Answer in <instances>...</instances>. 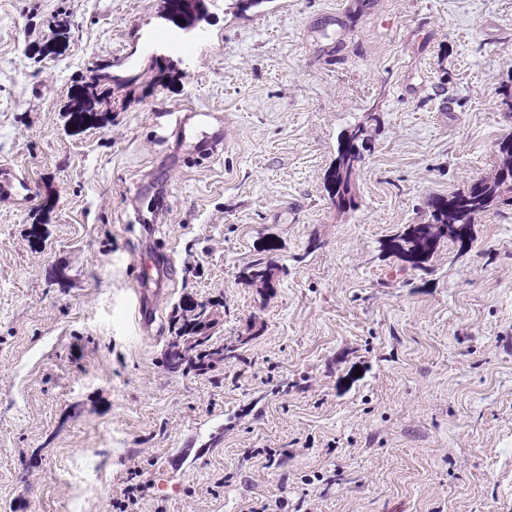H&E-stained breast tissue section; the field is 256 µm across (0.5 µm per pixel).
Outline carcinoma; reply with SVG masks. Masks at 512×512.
<instances>
[{
	"instance_id": "cac0c4a2",
	"label": "carcinoma",
	"mask_w": 512,
	"mask_h": 512,
	"mask_svg": "<svg viewBox=\"0 0 512 512\" xmlns=\"http://www.w3.org/2000/svg\"><path fill=\"white\" fill-rule=\"evenodd\" d=\"M365 149V128L357 126L345 135L337 149L335 165L327 175V189L339 207L354 204L351 194L353 181L360 170ZM501 163L495 177L478 180L466 190L438 198L432 202L431 220L409 226L391 238L390 247L413 266L420 268L433 253L442 238L457 241L471 229L475 217L494 205L512 206V135L505 136L498 144ZM246 277L262 288L273 286V267L258 262L249 268ZM180 326L167 346L165 360L172 370L205 371L216 360L230 357L225 348H217L207 334L209 321L195 313V308H184L179 316ZM197 336L193 354L184 355L178 350L177 339Z\"/></svg>"
}]
</instances>
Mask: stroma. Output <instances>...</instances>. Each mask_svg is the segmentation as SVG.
<instances>
[{"label": "stroma", "instance_id": "1", "mask_svg": "<svg viewBox=\"0 0 512 512\" xmlns=\"http://www.w3.org/2000/svg\"><path fill=\"white\" fill-rule=\"evenodd\" d=\"M150 40L162 78L86 99ZM505 84L512 0H0V166L32 189L0 197V512H112L136 467L133 512H512V208L421 269L387 246L494 177ZM195 109L218 153L180 148ZM136 255L174 266L146 330ZM197 302L236 355L171 371ZM365 128L357 126L345 135L337 149L335 165L327 175V189L339 207L354 204L353 181L360 170L365 149ZM134 292V314L141 326H149L154 314V309L149 305L142 290L144 276L141 272V258H135L130 263Z\"/></svg>", "mask_w": 512, "mask_h": 512}]
</instances>
